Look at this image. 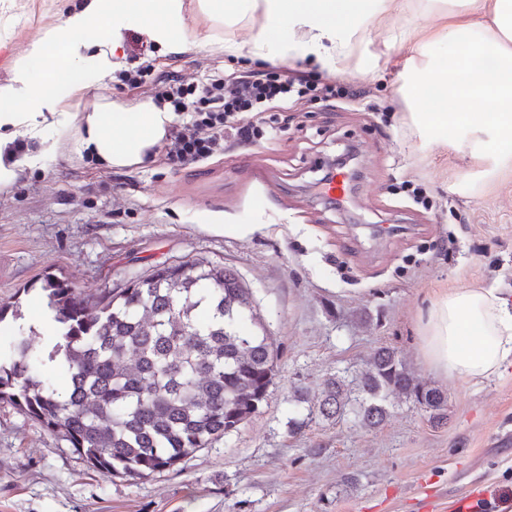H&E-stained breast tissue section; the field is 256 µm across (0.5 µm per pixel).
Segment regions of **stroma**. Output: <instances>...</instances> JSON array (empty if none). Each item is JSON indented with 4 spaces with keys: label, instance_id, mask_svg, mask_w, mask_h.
<instances>
[{
    "label": "stroma",
    "instance_id": "1",
    "mask_svg": "<svg viewBox=\"0 0 512 512\" xmlns=\"http://www.w3.org/2000/svg\"><path fill=\"white\" fill-rule=\"evenodd\" d=\"M11 39L23 52L37 28L60 23L69 0H19ZM369 54L329 74L313 58L284 66L335 76L359 102L302 99L272 104L275 139L232 144L184 166L163 156L105 170L64 150L40 155L0 189V302L39 294L44 275L91 300L160 266L203 260L232 269L249 288L278 352L259 410L176 469L131 479L92 468L60 434L0 402V512H457L481 497L482 512H512V367L474 384L443 380L423 362L417 318L439 288L512 292V170L476 179L469 156L419 151L401 116L396 65L403 47L371 33ZM156 71L186 81L261 70L265 60L195 49L153 52ZM355 147L343 207L313 187L322 169ZM426 191L418 203L412 187ZM224 212L261 225L246 238L203 230ZM378 224H402L394 238ZM393 348L423 382L448 396L447 420L405 398L366 428L326 419L324 384L358 375L380 347Z\"/></svg>",
    "mask_w": 512,
    "mask_h": 512
}]
</instances>
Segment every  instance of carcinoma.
<instances>
[{"label": "carcinoma", "mask_w": 512, "mask_h": 512, "mask_svg": "<svg viewBox=\"0 0 512 512\" xmlns=\"http://www.w3.org/2000/svg\"><path fill=\"white\" fill-rule=\"evenodd\" d=\"M60 340L42 370L31 338L0 361V401L59 432L91 466L132 478L169 470L236 430L267 400L277 352L237 274L198 261L163 267L96 305L50 275L41 287ZM254 330L244 333L240 324ZM403 395L446 419L447 396L380 348L349 385L328 380L318 412L375 427Z\"/></svg>", "instance_id": "1"}]
</instances>
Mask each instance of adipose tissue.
<instances>
[{"label": "adipose tissue", "instance_id": "ef3b65f1", "mask_svg": "<svg viewBox=\"0 0 512 512\" xmlns=\"http://www.w3.org/2000/svg\"><path fill=\"white\" fill-rule=\"evenodd\" d=\"M385 0H80L64 20L39 30L25 51L10 60L0 81V188L12 185L28 158L4 160L16 137L48 141L64 128L63 149L106 168L139 166L155 158L177 116L153 98L132 102L84 97L90 84L108 85L125 69L123 33L145 29L160 52L193 46L227 56L251 54L272 62L310 56L330 72L353 64L368 50ZM444 24L425 38L424 19ZM204 34L189 40L191 25ZM243 26L220 38L216 28ZM383 43L411 50L401 76L415 110L406 125L419 149L441 143L466 151L488 171L507 165L512 148V0H418L413 20L383 29ZM465 46L461 69L448 53ZM494 57L488 73L478 63ZM62 58V70L50 69ZM466 129V141L456 137ZM420 352L437 376L481 381L512 365V299L499 289L443 288L418 320Z\"/></svg>", "mask_w": 512, "mask_h": 512}]
</instances>
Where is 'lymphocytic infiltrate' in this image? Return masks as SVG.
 Segmentation results:
<instances>
[{
  "instance_id": "obj_1",
  "label": "lymphocytic infiltrate",
  "mask_w": 512,
  "mask_h": 512,
  "mask_svg": "<svg viewBox=\"0 0 512 512\" xmlns=\"http://www.w3.org/2000/svg\"><path fill=\"white\" fill-rule=\"evenodd\" d=\"M117 78L132 89L152 85L158 104L184 115V122L170 130L165 147L167 160L177 167L223 151L224 127L228 118L235 114L260 113L271 101L285 102L315 90L328 98L344 96L353 99L357 96L356 91L342 83L312 82L277 68L240 75L229 85L220 78L195 83L174 77L163 78L155 75L150 64L120 71Z\"/></svg>"
}]
</instances>
